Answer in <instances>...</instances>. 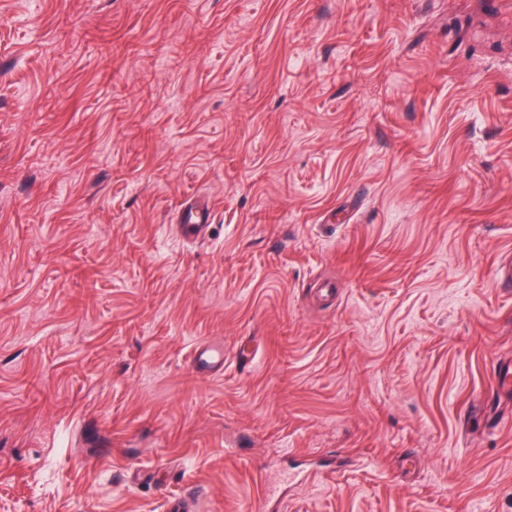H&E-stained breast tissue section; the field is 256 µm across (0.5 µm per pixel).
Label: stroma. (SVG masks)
Instances as JSON below:
<instances>
[{"instance_id": "obj_1", "label": "stroma", "mask_w": 512, "mask_h": 512, "mask_svg": "<svg viewBox=\"0 0 512 512\" xmlns=\"http://www.w3.org/2000/svg\"><path fill=\"white\" fill-rule=\"evenodd\" d=\"M511 258L512 8L0 0V512H512ZM193 209H195V213ZM207 212L208 210L206 205L198 203L192 207L183 222L184 224L178 225L181 230L182 237L198 239L207 227V221L204 219ZM193 360L196 366L208 372L224 371V351L197 343L192 349Z\"/></svg>"}]
</instances>
